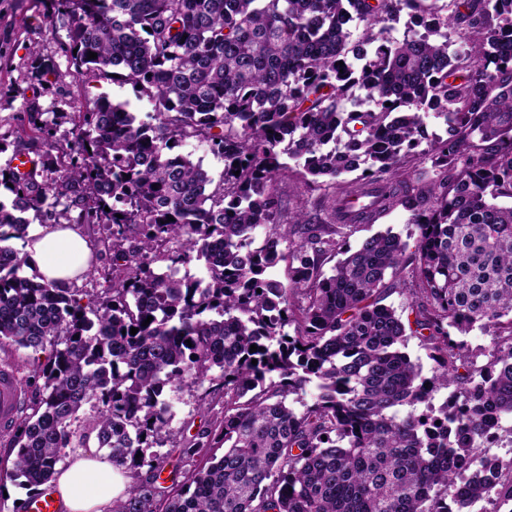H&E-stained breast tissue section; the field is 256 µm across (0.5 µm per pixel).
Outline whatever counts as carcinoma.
<instances>
[{"label":"carcinoma","mask_w":512,"mask_h":512,"mask_svg":"<svg viewBox=\"0 0 512 512\" xmlns=\"http://www.w3.org/2000/svg\"><path fill=\"white\" fill-rule=\"evenodd\" d=\"M437 2L50 0L66 35L53 55L30 48L24 79L60 77L63 57L81 77L133 87L148 111L101 95L51 113L34 98L0 131V153L31 164L0 167V352L44 354L27 377L43 397L0 436L16 449L0 490H38L93 436L131 478L112 512L512 501V457L479 452L495 419H512V204L497 202L512 199V0ZM431 116L446 138L430 140ZM189 140L224 161L219 177L182 151ZM423 144L436 171L424 185L405 169ZM287 158L326 190L289 218L275 189ZM398 206L414 250L390 230L347 245ZM31 210L99 228L102 292L22 274L32 260L8 242L26 239ZM194 259L203 274L180 273ZM397 289L399 310L383 304ZM406 312L429 377L405 352ZM476 327L496 337L482 365L451 337ZM214 369L224 418L173 447L192 461L218 434L224 453L174 468L165 488L149 449L173 438L168 394ZM309 387L311 402L292 407ZM450 387L465 410L434 405ZM87 405L96 414L79 435Z\"/></svg>","instance_id":"cac0c4a2"}]
</instances>
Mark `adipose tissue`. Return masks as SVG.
I'll return each instance as SVG.
<instances>
[{
    "mask_svg": "<svg viewBox=\"0 0 512 512\" xmlns=\"http://www.w3.org/2000/svg\"><path fill=\"white\" fill-rule=\"evenodd\" d=\"M21 247L46 279L63 284L86 270L90 254L78 231L51 225L29 233ZM54 483L63 512H100L107 499L123 497L127 488L123 474L90 449L68 466H55Z\"/></svg>",
    "mask_w": 512,
    "mask_h": 512,
    "instance_id": "adipose-tissue-1",
    "label": "adipose tissue"
}]
</instances>
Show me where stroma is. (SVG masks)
Instances as JSON below:
<instances>
[{
	"label": "stroma",
	"instance_id": "obj_1",
	"mask_svg": "<svg viewBox=\"0 0 512 512\" xmlns=\"http://www.w3.org/2000/svg\"><path fill=\"white\" fill-rule=\"evenodd\" d=\"M46 0H0V124H15L27 99L38 98L43 107L53 112H75L85 99L99 95L113 101L130 102L132 109L145 111L144 103L136 101L130 86H120L108 80L85 81L71 74H63L59 88L32 85L25 82L23 73L28 59V47L37 44L45 54H54L57 42L65 31L50 26L45 16ZM212 381L182 387L172 393V433H180L184 426L199 428L205 422L222 418L224 399L216 397L208 406L200 399Z\"/></svg>",
	"mask_w": 512,
	"mask_h": 512
}]
</instances>
